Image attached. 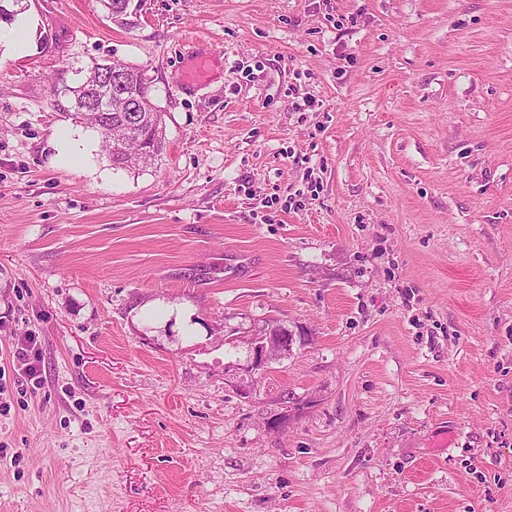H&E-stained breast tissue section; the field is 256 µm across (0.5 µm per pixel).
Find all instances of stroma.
Segmentation results:
<instances>
[{
  "label": "stroma",
  "mask_w": 512,
  "mask_h": 512,
  "mask_svg": "<svg viewBox=\"0 0 512 512\" xmlns=\"http://www.w3.org/2000/svg\"><path fill=\"white\" fill-rule=\"evenodd\" d=\"M104 61L164 114L152 165L54 103ZM272 321L310 340L266 381L224 334ZM0 368V512H512V0H29ZM187 62L182 70L183 85H200L207 81L211 70L212 59L198 52H189ZM37 342L35 337L28 336L21 344L15 346L12 354L13 363L17 361L19 370H21L30 381H34L37 385L40 382V357L35 351Z\"/></svg>",
  "instance_id": "stroma-1"
}]
</instances>
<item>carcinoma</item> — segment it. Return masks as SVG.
<instances>
[{"instance_id": "carcinoma-1", "label": "carcinoma", "mask_w": 512, "mask_h": 512, "mask_svg": "<svg viewBox=\"0 0 512 512\" xmlns=\"http://www.w3.org/2000/svg\"><path fill=\"white\" fill-rule=\"evenodd\" d=\"M112 66L120 70L119 84L112 88L101 89V95L114 94L112 98V111L76 112L75 118L85 122L96 130H101L104 136V148L116 169H126L146 166L155 160L164 147L165 128L162 112L152 102V97L146 85L143 74L118 61ZM149 101L147 108L142 112L121 111L122 100ZM120 135L125 140L126 153H119L112 149L111 135Z\"/></svg>"}]
</instances>
